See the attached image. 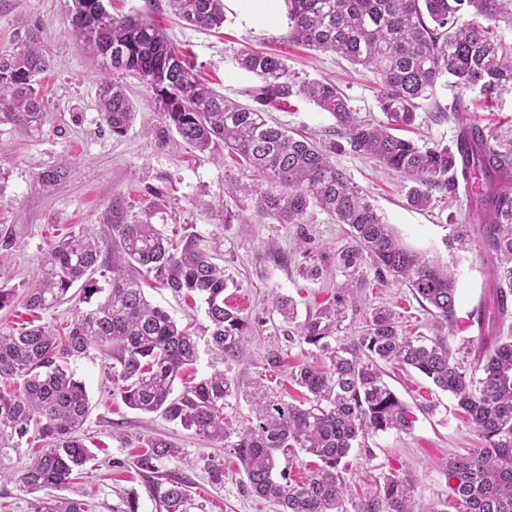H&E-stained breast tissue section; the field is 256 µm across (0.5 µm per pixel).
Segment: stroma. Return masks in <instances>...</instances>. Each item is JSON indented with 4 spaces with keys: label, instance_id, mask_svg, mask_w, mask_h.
Wrapping results in <instances>:
<instances>
[{
    "label": "stroma",
    "instance_id": "1",
    "mask_svg": "<svg viewBox=\"0 0 512 512\" xmlns=\"http://www.w3.org/2000/svg\"><path fill=\"white\" fill-rule=\"evenodd\" d=\"M69 3L0 0V51L11 46L24 26L38 23L54 58L52 69L40 75L37 84L45 104L41 132L28 134L0 124V173L5 176L0 189V232H10L16 240L11 252L0 256V287L23 288L40 274L43 257L55 242L95 225L109 201L122 196L131 213L150 212L152 223L167 235L193 228L202 248L216 254L233 279L224 297L242 310L256 331L232 376L261 382L286 400L300 399L303 391L291 383L289 373L301 361L302 349L288 339L287 326L272 311L269 296L275 292L292 298L301 316L323 304L344 281L336 263L347 244L343 225L324 211L312 209L309 240L302 251L297 247L296 225L256 217L251 197L225 198V185H252L258 183V176L243 170L236 156L194 152L175 132L166 131L153 90L138 79L125 80L137 107L135 120L123 136L112 135L98 109L100 75L69 34ZM104 4L117 18L145 15L210 87L230 99L253 102L251 91L258 80L239 64L240 54L253 49L280 54L299 80L336 82L360 117L384 118L375 74L336 54L289 42L287 9L282 2L273 13L261 15L252 13L246 0H224V25L212 31L187 25L168 10L165 0H104ZM459 96L469 104L471 118L490 127H512V91L486 109L478 90L461 93L441 83L434 98L423 101L418 111L423 143L453 145L458 133L455 121L437 122L431 114L436 107H449ZM269 114L286 128L320 140L336 136L335 119L300 97L270 109ZM336 163L369 195L407 245L456 267V322L448 342L458 351L467 341L477 339L479 331L471 314L485 301L488 267L477 249L461 250L447 243L451 225L467 218L468 194L451 199L434 193L431 207L419 211L406 202L412 186L408 179L349 151L339 153ZM51 167L66 168L68 175L57 186L46 188L38 175ZM221 200L235 212V220L224 222L213 212V205ZM307 254L325 269L323 279L310 282L300 276L298 267ZM355 283L368 304L398 313L404 335H436L433 317L405 285L389 276L376 278L367 266L359 268ZM147 296L180 324L191 326L197 336L198 358L186 370L187 379L210 374L216 362L207 344L203 300L177 297L162 288L148 290ZM271 349L282 354L279 368L265 362ZM70 366L89 395L91 409L83 434L94 457L83 478L65 489V496L84 502L88 512H114L134 492L139 496V512H155L132 461L149 439L164 437L184 450L182 459L168 463L167 468L192 480L190 512H272L271 505L247 491L237 458L220 443L192 435L160 414L129 409L112 390L111 354L93 348L71 358ZM384 379L409 407L415 418L413 429L407 434L389 431L369 436L365 447L349 452L344 477L353 491L363 493L374 489L383 474L409 469L416 479L418 501L437 512L448 497L445 461L482 447L483 441L459 413L454 397L421 374L388 365ZM429 404L436 405L435 413H424ZM34 454L25 445L11 453L6 462L11 477L0 480V512H33L34 496L23 488L19 477ZM216 469L223 471L222 481H214Z\"/></svg>",
    "mask_w": 512,
    "mask_h": 512
}]
</instances>
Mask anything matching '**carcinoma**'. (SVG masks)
Instances as JSON below:
<instances>
[{"mask_svg": "<svg viewBox=\"0 0 512 512\" xmlns=\"http://www.w3.org/2000/svg\"><path fill=\"white\" fill-rule=\"evenodd\" d=\"M171 12L190 26L211 30L224 23L223 0H167ZM288 40L334 53L378 77L383 123L357 117L334 83H299L283 59L245 52L240 65L260 85L258 106L240 105L212 90L195 74L162 30L142 16L116 18L103 4L72 0L71 35L102 71L146 82L156 94L168 128L201 154L221 150L268 184H232L224 195L255 197L257 214L280 224H306L318 207L348 226L350 245L338 254L344 270L368 263L411 288L432 307L437 331L453 329L456 275L449 267L408 248L368 195L336 166V152L349 147L409 179L408 204L431 206L432 191L453 198L460 182L481 177L469 218L452 228V240L467 245L471 233L491 262L492 304L477 320L485 334L473 345L470 366L454 356L447 339L405 336L389 308L371 307L351 283L336 288L332 301L296 321L292 300L273 296L272 310L310 347L290 380L305 396L291 403L260 385L245 386L229 376L244 360L251 322L224 300L230 279L198 238L167 237L150 217L133 218L113 198L99 217V230L81 229L59 240L45 255L39 276L24 287V307L39 314L72 300L77 309L68 331L52 326L0 325V377L24 380L19 393L0 391V461L23 442L41 449L20 482L36 499L33 512H86L84 503L60 497L81 478L92 459L81 430L90 412L85 384L68 359L92 348L112 353V386L131 409L161 413L192 434L224 443L240 461L246 488L276 506L275 512H429L415 504V478L408 470L385 474L373 491L355 500L343 473L350 450L372 434L409 432L413 417L384 381L381 365L411 368L451 393L485 447L473 448L446 465L448 497L467 512H512V334L501 330L512 319V134H502L467 117L463 98L438 121L454 120L452 146H421L396 135L415 125L419 101L430 99L445 77L461 92L479 88L488 101L512 89V46L497 33L504 0H285ZM35 24L0 51V123L31 133L41 130L44 102L35 82L52 61ZM304 96L336 120L339 140L295 138L270 124L267 107ZM98 105L117 136L132 123L136 106L125 86L101 79ZM65 169L39 174L46 187L60 183ZM104 281H99L95 275ZM150 280L176 295L196 294L206 304L213 350L224 369L185 386L175 382L198 356L196 337L143 291ZM360 317L362 330L345 341L344 322ZM245 402L249 415L229 418L224 410ZM299 453L319 461L301 483L290 480L280 460ZM183 449L167 439L147 441L135 467L145 480L155 512H188L191 481L163 472Z\"/></svg>", "mask_w": 512, "mask_h": 512, "instance_id": "carcinoma-1", "label": "carcinoma"}]
</instances>
